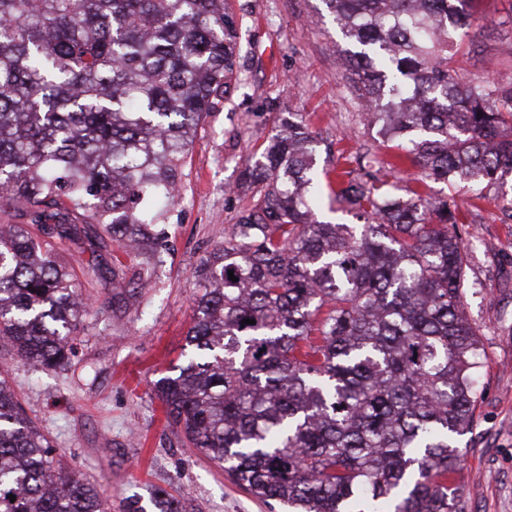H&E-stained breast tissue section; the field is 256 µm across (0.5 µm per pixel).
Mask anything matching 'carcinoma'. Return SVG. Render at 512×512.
Instances as JSON below:
<instances>
[{
  "label": "carcinoma",
  "mask_w": 512,
  "mask_h": 512,
  "mask_svg": "<svg viewBox=\"0 0 512 512\" xmlns=\"http://www.w3.org/2000/svg\"><path fill=\"white\" fill-rule=\"evenodd\" d=\"M344 66L392 153L450 189L512 173V87L467 84L453 45L475 0H323ZM230 0H0V343L61 369L89 312L62 252L112 245L83 274L119 298L152 277L157 224L188 147L235 79ZM302 115L254 154L253 202L195 270L186 353L155 390L168 422L248 493L292 512H465L448 478L473 423L476 331L463 314L458 210L317 164ZM361 221L318 219L324 203ZM233 271L236 280L229 279ZM252 323L246 324L244 320ZM15 496V500L8 496ZM156 512H182L163 489ZM0 512H111L0 372Z\"/></svg>",
  "instance_id": "cac0c4a2"
}]
</instances>
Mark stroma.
I'll return each instance as SVG.
<instances>
[{
  "instance_id": "obj_1",
  "label": "stroma",
  "mask_w": 512,
  "mask_h": 512,
  "mask_svg": "<svg viewBox=\"0 0 512 512\" xmlns=\"http://www.w3.org/2000/svg\"><path fill=\"white\" fill-rule=\"evenodd\" d=\"M233 6L238 78L189 147L181 196L166 223L169 253L122 313L112 311L111 286L84 282L94 310L66 369L36 370L0 347V365H8L22 406L56 459L102 490L112 512H123L133 496L149 500L157 488L179 498L184 512H282L182 447L153 384L185 345L199 294L195 269L251 202L237 182L255 147L273 134L274 113H300L321 146L379 160L387 152L339 65L346 43L322 0H234ZM474 17L456 55L461 74L512 86V0H479ZM426 191L454 201L465 220L464 312L480 345L474 425L461 439L455 484L466 512H512V215L497 204L512 194V174L479 196L433 179Z\"/></svg>"
}]
</instances>
